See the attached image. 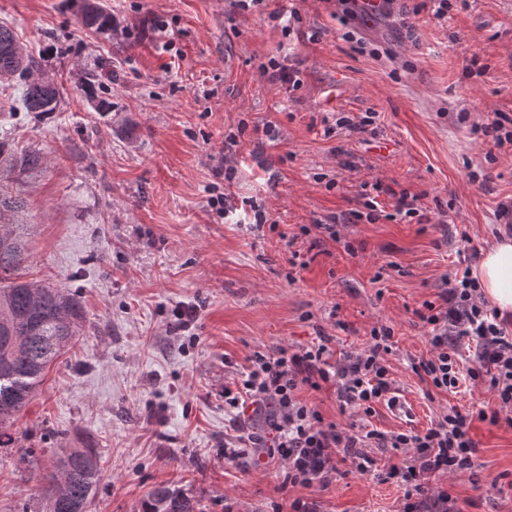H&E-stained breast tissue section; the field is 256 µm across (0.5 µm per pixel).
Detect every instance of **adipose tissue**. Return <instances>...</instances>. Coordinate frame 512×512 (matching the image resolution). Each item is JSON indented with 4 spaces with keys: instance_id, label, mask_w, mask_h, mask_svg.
Here are the masks:
<instances>
[{
    "instance_id": "ef3b65f1",
    "label": "adipose tissue",
    "mask_w": 512,
    "mask_h": 512,
    "mask_svg": "<svg viewBox=\"0 0 512 512\" xmlns=\"http://www.w3.org/2000/svg\"><path fill=\"white\" fill-rule=\"evenodd\" d=\"M473 276L500 315H512V240L505 239L490 247Z\"/></svg>"
}]
</instances>
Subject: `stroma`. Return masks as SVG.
Wrapping results in <instances>:
<instances>
[{
	"mask_svg": "<svg viewBox=\"0 0 512 512\" xmlns=\"http://www.w3.org/2000/svg\"><path fill=\"white\" fill-rule=\"evenodd\" d=\"M99 2L115 32L84 29L64 0H0V23L62 92L57 112L27 114L0 81L6 153L42 158L35 169L1 164L0 184L22 203L28 277L77 294L85 310L78 342L0 448V512H43L39 479L84 446L103 466L89 512H140L160 484L192 491L202 512L296 499L320 512H402L405 490L391 480L349 472L306 488L285 484L278 464L225 462L224 384L253 351L305 348L322 330L340 355L382 323L406 410L379 407L374 428L423 431L451 406L498 408L485 377L426 397L410 361L430 355L416 309L507 232L512 149L480 127L512 117V0H448L441 18L435 0H406L408 24L384 17L358 41L357 20L326 0H270L280 24L231 14L225 0ZM159 21L180 57L164 50ZM272 55L298 86L262 74ZM91 72L102 80L90 96ZM101 99L111 112H97ZM369 111L375 134L334 132L338 113ZM222 193L227 218L208 204ZM401 193L417 196L427 222L396 213ZM372 198L383 216L356 218ZM255 204L270 226H252ZM179 304L199 309L198 344L168 329ZM473 435L472 469L430 487L458 512H512V424L477 420Z\"/></svg>",
	"mask_w": 512,
	"mask_h": 512,
	"instance_id": "obj_1",
	"label": "stroma"
}]
</instances>
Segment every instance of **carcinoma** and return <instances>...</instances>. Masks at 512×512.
<instances>
[{
  "label": "carcinoma",
  "instance_id": "obj_1",
  "mask_svg": "<svg viewBox=\"0 0 512 512\" xmlns=\"http://www.w3.org/2000/svg\"><path fill=\"white\" fill-rule=\"evenodd\" d=\"M80 24L99 33L112 29V14L98 4L78 6ZM42 59L29 52L8 26L0 25V79L17 80L19 109L48 114L57 111L60 89L34 79ZM21 205L0 193V447L14 442L7 432L43 380L49 365L80 335L85 320L79 298L64 288L30 280L21 273L28 259L21 224L5 223V215ZM100 481L95 449L72 448L59 458L54 471L40 480L45 512L63 493L70 502L88 507ZM142 512H200L195 497L178 488L159 485L142 504Z\"/></svg>",
  "mask_w": 512,
  "mask_h": 512
}]
</instances>
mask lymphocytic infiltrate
I'll return each mask as SVG.
<instances>
[{"label": "lymphocytic infiltrate", "instance_id": "f902f5d3", "mask_svg": "<svg viewBox=\"0 0 512 512\" xmlns=\"http://www.w3.org/2000/svg\"><path fill=\"white\" fill-rule=\"evenodd\" d=\"M439 298V303H426L418 314L431 328V354L412 363V371L439 392L454 391L465 378L489 376L501 409L511 410L512 334L497 311L488 307L470 270L447 280ZM466 340L476 343L475 365L464 371L455 350ZM328 342L322 334L317 344L303 350L254 351L248 367L225 384V407L242 417L264 419L267 426L266 433L242 429L225 441V460L235 461L244 449H252L255 455L285 463V479L294 486L327 485L339 465L347 462L358 473L374 471L405 486L403 512H456L447 492L429 494V479L471 467L478 451L471 436L472 422L486 420V412L464 413L452 407L423 432L339 429L304 403L300 390L334 388L340 410H353L366 418L376 405L396 406L394 381L386 364L393 330L373 328L363 349L339 358L333 356ZM375 448H406L410 454L379 464L371 455Z\"/></svg>", "mask_w": 512, "mask_h": 512}]
</instances>
